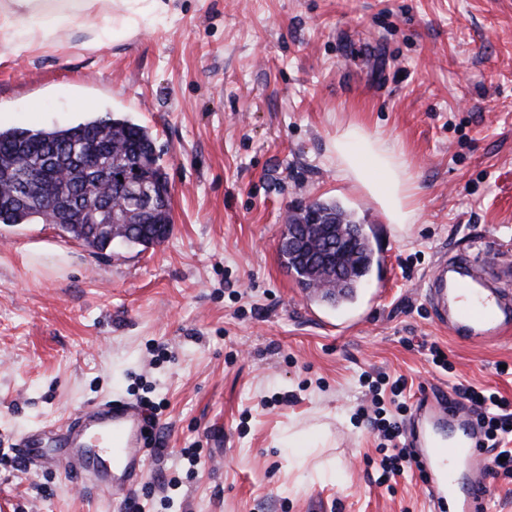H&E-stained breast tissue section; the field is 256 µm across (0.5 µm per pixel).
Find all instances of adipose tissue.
Listing matches in <instances>:
<instances>
[{
    "label": "adipose tissue",
    "instance_id": "obj_1",
    "mask_svg": "<svg viewBox=\"0 0 512 512\" xmlns=\"http://www.w3.org/2000/svg\"><path fill=\"white\" fill-rule=\"evenodd\" d=\"M0 11V31L25 21L31 34L46 37L83 16L93 0H10ZM336 165L355 187L378 203L389 223L411 224L417 218L419 187L403 155L380 134L350 125L332 143Z\"/></svg>",
    "mask_w": 512,
    "mask_h": 512
}]
</instances>
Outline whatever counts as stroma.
Instances as JSON below:
<instances>
[{"mask_svg": "<svg viewBox=\"0 0 512 512\" xmlns=\"http://www.w3.org/2000/svg\"><path fill=\"white\" fill-rule=\"evenodd\" d=\"M112 17L98 0L43 42L20 23L0 38V129L105 112L147 127L173 230L101 253L55 224H0V512H126L14 451L102 400L157 408L143 512H430L417 476L378 484L360 376L512 399L496 372L512 336L453 341L424 299L441 254L512 264V0H169L117 35ZM351 124L404 153L415 223H388L337 169ZM315 199L372 236L380 264L353 304L309 300L281 263L289 208ZM291 431L322 438L302 470Z\"/></svg>", "mask_w": 512, "mask_h": 512, "instance_id": "35a3bbf8", "label": "stroma"}]
</instances>
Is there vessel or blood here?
<instances>
[{"label":"vessel or blood","mask_w":512,"mask_h":512,"mask_svg":"<svg viewBox=\"0 0 512 512\" xmlns=\"http://www.w3.org/2000/svg\"><path fill=\"white\" fill-rule=\"evenodd\" d=\"M427 280V303L437 325L458 342H494L512 331V305L503 302L473 259L441 257ZM140 411L125 403L99 401L84 407L65 426L53 450L41 433L20 437L24 462L40 467L61 464L67 475L94 482L112 498L130 494L143 474L138 448ZM471 414L454 395L421 393L404 430V445L418 465L438 512H485L482 492L487 453Z\"/></svg>","instance_id":"obj_1"}]
</instances>
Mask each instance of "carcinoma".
Segmentation results:
<instances>
[{
    "label": "carcinoma",
    "mask_w": 512,
    "mask_h": 512,
    "mask_svg": "<svg viewBox=\"0 0 512 512\" xmlns=\"http://www.w3.org/2000/svg\"><path fill=\"white\" fill-rule=\"evenodd\" d=\"M48 166L52 174L25 195L22 174ZM134 176L132 188L120 178ZM170 196L165 167L149 131L106 114L71 126L31 131L0 129V224H59L89 246H156L173 228L172 209L150 212L148 200ZM324 222L339 220L358 232L354 262L369 273L373 250L354 215L335 201H313Z\"/></svg>",
    "instance_id": "obj_1"
}]
</instances>
